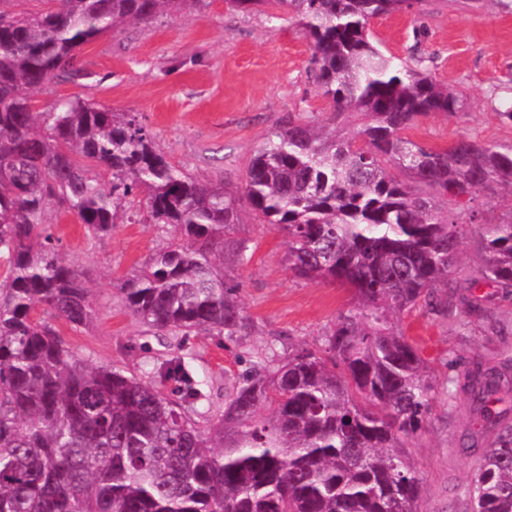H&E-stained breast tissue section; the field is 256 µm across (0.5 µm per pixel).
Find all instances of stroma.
I'll list each match as a JSON object with an SVG mask.
<instances>
[{
	"instance_id": "1",
	"label": "stroma",
	"mask_w": 512,
	"mask_h": 512,
	"mask_svg": "<svg viewBox=\"0 0 512 512\" xmlns=\"http://www.w3.org/2000/svg\"><path fill=\"white\" fill-rule=\"evenodd\" d=\"M378 48L396 63L426 64L438 83L462 91L454 114L421 118L408 136L439 150L462 138L512 142V7L495 0H424L421 8L372 20ZM86 75L57 80L35 92L37 106L79 96L115 112H131L149 128L157 149L184 175L236 188L254 151L291 112L325 120L329 104L312 77L309 41L288 16L231 8L227 0L127 23L81 51ZM47 221L63 256L84 276L93 299L87 329L59 324L65 344L96 367L119 368L158 383L172 361L185 366L203 398L197 416L215 417L243 375L270 365L295 347H321L339 312L351 302L339 286L296 280L282 233L242 207L231 235L247 241L248 260L237 271L249 336L211 333L185 338L150 330L125 306L121 286L156 253L175 243L166 224L147 215L144 197L126 203L110 234L90 236L84 225L49 207ZM406 334L423 350L436 383L434 412L425 431L407 442L410 460L425 482L420 512H467L464 491L479 458L460 442L472 415L465 397L448 401V378L476 353L512 346V310L499 334L479 324L460 328L443 318L413 313Z\"/></svg>"
}]
</instances>
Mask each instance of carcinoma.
<instances>
[{
  "label": "carcinoma",
  "instance_id": "carcinoma-1",
  "mask_svg": "<svg viewBox=\"0 0 512 512\" xmlns=\"http://www.w3.org/2000/svg\"><path fill=\"white\" fill-rule=\"evenodd\" d=\"M0 0V512H419L422 478L405 439L435 399L402 318L460 312L497 333L512 302V214L485 224L477 259L458 276L476 218L453 210L480 193L512 197V144L460 139L440 151L405 130L456 113L463 94L394 63L370 21L416 0H230L284 9L311 41L313 78L330 111L288 115L257 148L242 186L191 179L156 149L137 116L74 96L36 108L31 93L82 72L81 48L126 21L200 8L206 0H46L15 13ZM111 174L103 186L96 170ZM143 194L155 224L179 235L121 291L144 324L174 336H248L238 302L247 244L230 239L241 202L288 239L291 273L352 289L318 349L259 367L204 423L201 392L180 364L151 382L91 367L55 322L95 316L82 274L46 222L55 202L95 236L112 232L125 200ZM460 392L479 427L470 512H512V351L478 361Z\"/></svg>",
  "mask_w": 512,
  "mask_h": 512
}]
</instances>
